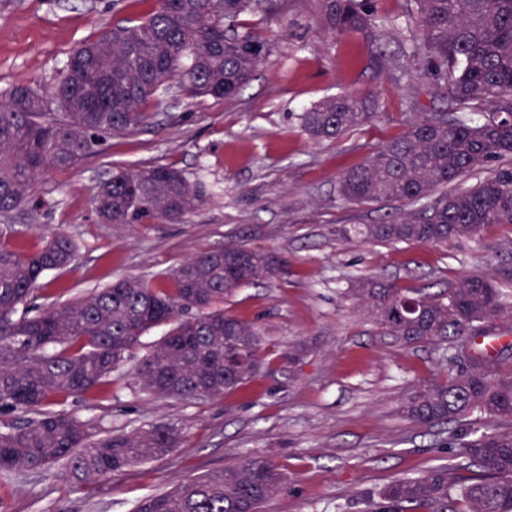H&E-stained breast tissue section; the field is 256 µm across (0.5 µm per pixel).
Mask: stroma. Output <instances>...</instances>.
I'll return each mask as SVG.
<instances>
[{
  "mask_svg": "<svg viewBox=\"0 0 512 512\" xmlns=\"http://www.w3.org/2000/svg\"><path fill=\"white\" fill-rule=\"evenodd\" d=\"M154 0H0V91L18 82L42 88L58 77L69 51L118 20L151 11ZM376 27L343 38L322 33L316 0H275L269 12L241 15L271 47L253 79L232 99L190 100L161 93L148 124L109 141L83 165L45 175L28 202L0 226L9 243L33 251L49 232L71 236L69 269L47 272L40 301L67 302L122 277L147 280L190 255L244 244L286 260L276 278L234 290L225 313L263 336L258 379L220 398H158L137 367L165 333L150 330L98 398L69 396L55 410L92 421L102 434L149 424L176 426L171 454L112 480L78 486L62 468L0 475L5 512H134L155 495L245 456L267 457L284 487L262 512H365L366 497L397 479L451 465L458 449L439 428L417 425L398 407L416 379L437 373L434 345L406 347L383 335L352 292L358 276L436 295L465 276H483L512 307V224H489L445 243L380 244L344 240L348 224H377L398 202H345L341 174L427 112L444 108L407 55L405 0H374ZM369 99L378 117L337 139L304 129L307 107L330 96ZM172 166L204 184L206 202L181 224L96 223L93 187L113 168ZM309 355L291 364L290 342Z\"/></svg>",
  "mask_w": 512,
  "mask_h": 512,
  "instance_id": "1",
  "label": "stroma"
}]
</instances>
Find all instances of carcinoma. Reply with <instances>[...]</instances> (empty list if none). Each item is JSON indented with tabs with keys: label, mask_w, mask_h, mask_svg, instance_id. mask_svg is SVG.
<instances>
[{
	"label": "carcinoma",
	"mask_w": 512,
	"mask_h": 512,
	"mask_svg": "<svg viewBox=\"0 0 512 512\" xmlns=\"http://www.w3.org/2000/svg\"><path fill=\"white\" fill-rule=\"evenodd\" d=\"M421 38L410 53L422 77L452 113L419 118L344 172L339 194L351 204L407 201L383 224H350L346 238L437 244L477 235L487 224H512V0H408ZM333 37L376 26L368 0H318ZM260 0H156L136 20H122L68 54L58 81L35 89L22 82L0 91V214L18 209L38 180L81 165L108 140L150 119V101L177 83L188 99L236 97L269 53L238 23ZM468 112L483 113L474 123ZM376 113L352 95L324 99L303 113L306 132L334 139L371 123ZM483 169L475 184H456ZM204 201L201 183L166 166L117 168L99 181L93 213L100 224H179ZM77 243L53 232L35 251L0 248V417L29 413L0 427V472L42 471L63 462L77 485L108 481L129 467L178 447L172 425L130 436H102L70 413L48 406L70 395H104L126 354L150 329L169 331L138 375L165 398H219L256 379L263 367L257 326L224 313V294L271 280L284 261L260 249L216 247L186 259L165 284L120 279L79 300L35 304L36 284L74 260ZM354 292L383 332L406 345L446 341L443 378L419 380L400 404L406 419L446 425L466 467L462 482L446 466L393 481L370 493L369 512H512V370L477 339L512 317L499 289L463 277L443 297L378 279ZM466 347L465 357L458 349ZM284 482L272 460L246 456L145 499L136 512H260Z\"/></svg>",
	"instance_id": "cac0c4a2"
}]
</instances>
